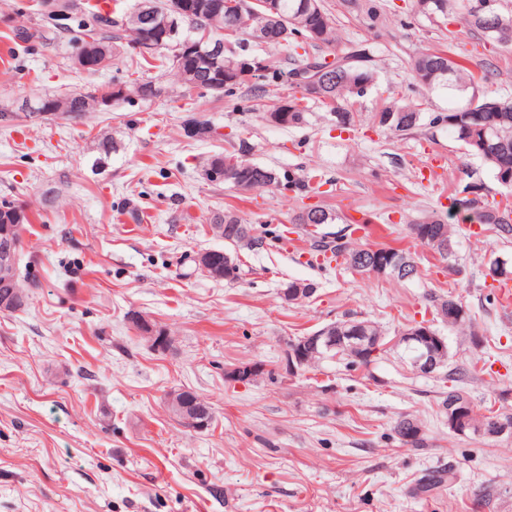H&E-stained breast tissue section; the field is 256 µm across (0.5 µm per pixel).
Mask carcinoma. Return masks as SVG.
<instances>
[{"mask_svg":"<svg viewBox=\"0 0 512 512\" xmlns=\"http://www.w3.org/2000/svg\"><path fill=\"white\" fill-rule=\"evenodd\" d=\"M159 18L178 14L182 5H190V12L179 14L180 38L207 34L211 40L223 43V49L213 55L174 54L165 45L157 46L148 53L137 50L135 44L144 39L149 24L142 19L137 9L127 12L106 10L100 0H38L37 22L18 25L10 29L5 38L13 44L9 52L21 49L30 54L58 41L70 49L69 59L77 70L94 74L125 57V66L135 68L137 77L114 80L108 84H73L65 91L40 95L31 100V111L42 112L53 118L62 117L72 122L81 121L91 112H99L97 97L111 99L112 105L126 104L119 87L124 86L134 93L138 101L151 102L165 93L155 78L149 75L152 69L167 71L184 85L210 91L220 97L226 91H233L241 83H224V68L241 56H249L250 38L261 44L288 47L292 68L283 69L279 62L264 59L263 72L246 81L253 96L262 98L266 83L278 82L295 90L282 104L263 115V119L282 127H296L307 122L309 104L319 102L327 107L330 115H341L349 122V129L356 126L357 112L354 109L364 98L375 81L378 39L385 27L383 4L380 0H341V6L362 19L370 36L352 41L342 50L331 54L320 53L318 48L329 47L337 41L333 19L323 0H276V13L251 3V0H151ZM479 0H414L415 11L435 25L448 21H460L480 36L486 44L512 45V0H495L499 30L488 32L471 7ZM278 21L269 19L270 15ZM413 79L426 91L446 89L458 96H477L483 104L479 112L455 114L457 123H448L444 112L426 113L405 96L394 97L382 104L374 113L373 121L378 127L394 135H408L418 130H431L443 123L448 132L461 144L465 154L480 160L493 173L501 186L512 187V103L502 100L489 87L494 69L487 62L481 68L482 75H476L467 64L435 48L417 51L410 59ZM188 138H213L217 129L207 120L188 118L183 126ZM118 143L105 137L97 144L98 156L93 166L102 168L109 164ZM252 146L248 139L239 138L230 143V149L209 156L203 161V172H208L216 163L232 162L234 168L226 173L223 182L240 190L270 188L279 192L289 191L304 198L308 193H318L320 187L331 183L316 174L307 172L297 176L292 172L254 163L248 159ZM459 183L450 196L451 205L464 206V220L472 224L488 226L503 237L512 235V209L501 207L498 202H489L485 186L476 172L463 164L458 168ZM456 215L448 212L426 216L411 225L414 239L428 247L432 254L439 255L440 261L448 263L455 273L461 269L455 265V254H443L442 243L454 247L457 227L450 223ZM337 219L326 207L318 204L305 205L294 217L296 224H331ZM28 221L25 210L14 201H0V224H20ZM215 223L224 225V241L232 246L253 247L261 241L251 234V228L227 213L214 218ZM312 250L320 255L330 253L343 258L351 269L359 273L389 277L391 270H382L374 263L377 257L391 265L403 261L408 272L417 273V265L411 252L394 247L373 248L356 243L352 234L345 230L336 232V238L314 229L310 232ZM199 269L207 270V276L216 281L233 282L238 279L240 268L234 263L224 262V252L207 250L198 254ZM436 315L448 324L450 329L471 327V318L461 301L451 295L434 296L429 299ZM337 336L336 347L318 349L309 357L307 367L318 366L322 361L336 358L346 362L348 367H368L377 357L370 356L377 337L384 335L380 327L364 318L350 314L328 324ZM361 335V341L353 344L349 337ZM450 353H443L442 366L436 378L452 386L442 392V409L454 402H460L487 421L491 419L512 420V412L491 407L481 413L475 407L458 383L463 380L465 370L449 367ZM177 398L187 412L199 422L210 423L209 408L188 391L177 393ZM394 432L403 443L411 448H423L427 438L422 423L404 416L396 421ZM457 476V467L443 462L422 471L412 482L408 493L419 499H433L444 488L452 485ZM497 488L483 485L474 493V505L478 509L491 508L498 498Z\"/></svg>","mask_w":512,"mask_h":512,"instance_id":"obj_1","label":"carcinoma"}]
</instances>
